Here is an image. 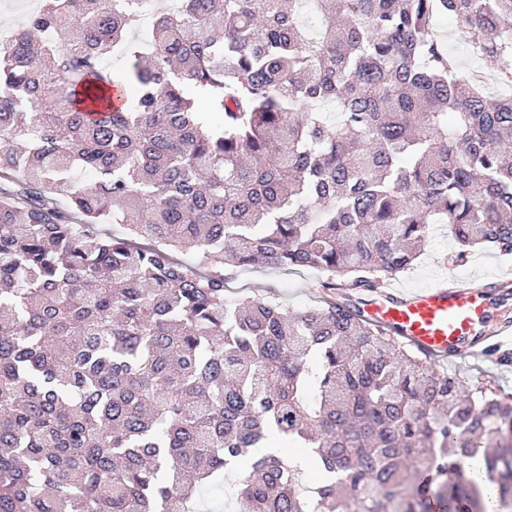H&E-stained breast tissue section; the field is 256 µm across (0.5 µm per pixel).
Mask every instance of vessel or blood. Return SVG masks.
<instances>
[{"label":"vessel or blood","instance_id":"vessel-or-blood-1","mask_svg":"<svg viewBox=\"0 0 512 512\" xmlns=\"http://www.w3.org/2000/svg\"><path fill=\"white\" fill-rule=\"evenodd\" d=\"M356 304L365 319L434 360L491 351L507 330L492 318L482 289L456 282L414 291L389 282L360 295Z\"/></svg>","mask_w":512,"mask_h":512}]
</instances>
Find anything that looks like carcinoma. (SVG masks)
<instances>
[{"label": "carcinoma", "instance_id": "carcinoma-1", "mask_svg": "<svg viewBox=\"0 0 512 512\" xmlns=\"http://www.w3.org/2000/svg\"><path fill=\"white\" fill-rule=\"evenodd\" d=\"M309 2L175 0L146 48L136 0H45L0 49V512H200L239 471L234 512H486L474 458L512 507V393L224 274L371 288L434 224L512 254V0ZM439 31L443 33L445 40H448V49L453 52L465 64L474 63L469 56V47L462 37L455 31L452 23L440 24ZM327 275L312 268L306 269H248L240 270L232 275L230 287L231 297L238 293L276 301L288 307L293 313L303 312L319 305V300L326 293L330 294L322 284Z\"/></svg>", "mask_w": 512, "mask_h": 512}]
</instances>
